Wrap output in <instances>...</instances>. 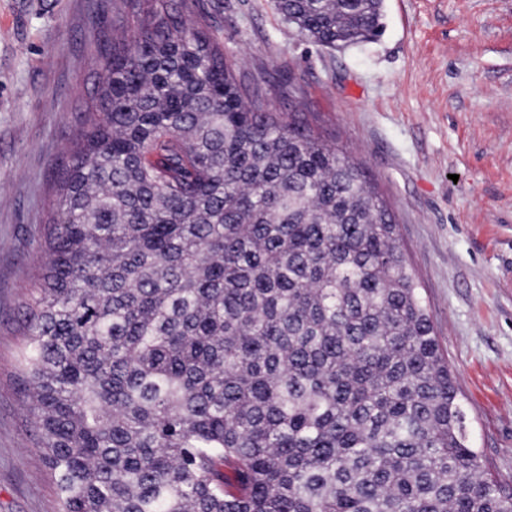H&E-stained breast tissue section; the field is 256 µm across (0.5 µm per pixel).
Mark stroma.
<instances>
[{"label":"stroma","mask_w":512,"mask_h":512,"mask_svg":"<svg viewBox=\"0 0 512 512\" xmlns=\"http://www.w3.org/2000/svg\"><path fill=\"white\" fill-rule=\"evenodd\" d=\"M239 73L292 76L306 117L389 204L471 443L512 492V0H385L376 41L329 50L269 0H185ZM115 0H0V512H57L19 377L65 152Z\"/></svg>","instance_id":"obj_1"}]
</instances>
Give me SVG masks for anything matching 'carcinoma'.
Returning <instances> with one entry per match:
<instances>
[{
	"label": "carcinoma",
	"instance_id": "1",
	"mask_svg": "<svg viewBox=\"0 0 512 512\" xmlns=\"http://www.w3.org/2000/svg\"><path fill=\"white\" fill-rule=\"evenodd\" d=\"M121 2L20 359L59 512H512L364 168L180 0ZM272 5L336 49L384 0Z\"/></svg>",
	"mask_w": 512,
	"mask_h": 512
}]
</instances>
